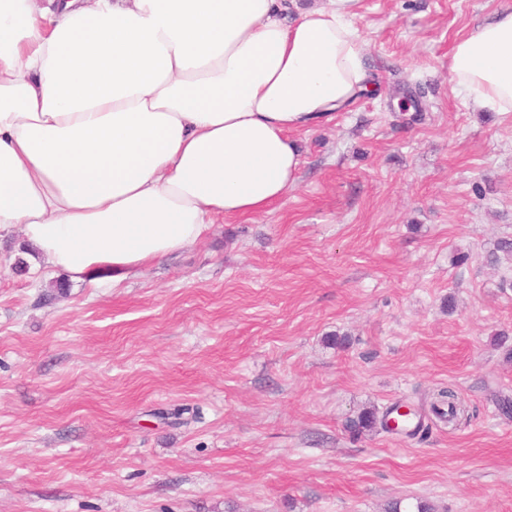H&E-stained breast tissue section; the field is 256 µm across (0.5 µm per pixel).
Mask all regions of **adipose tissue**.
Listing matches in <instances>:
<instances>
[{"instance_id":"1","label":"adipose tissue","mask_w":512,"mask_h":512,"mask_svg":"<svg viewBox=\"0 0 512 512\" xmlns=\"http://www.w3.org/2000/svg\"><path fill=\"white\" fill-rule=\"evenodd\" d=\"M353 0H0V232L120 282L264 212L294 133L369 90ZM466 100L512 112V7L458 37Z\"/></svg>"}]
</instances>
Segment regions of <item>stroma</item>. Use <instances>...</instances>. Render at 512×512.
Masks as SVG:
<instances>
[{"mask_svg": "<svg viewBox=\"0 0 512 512\" xmlns=\"http://www.w3.org/2000/svg\"><path fill=\"white\" fill-rule=\"evenodd\" d=\"M511 5L355 0L372 90L269 211L134 277L1 234L0 512H512V113L448 74ZM398 403L427 433L345 431Z\"/></svg>", "mask_w": 512, "mask_h": 512, "instance_id": "35a3bbf8", "label": "stroma"}]
</instances>
